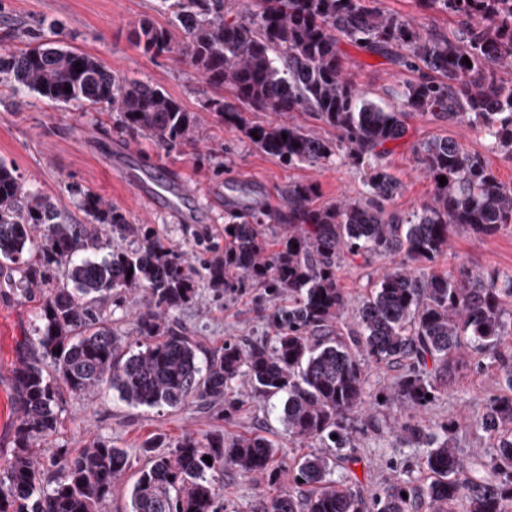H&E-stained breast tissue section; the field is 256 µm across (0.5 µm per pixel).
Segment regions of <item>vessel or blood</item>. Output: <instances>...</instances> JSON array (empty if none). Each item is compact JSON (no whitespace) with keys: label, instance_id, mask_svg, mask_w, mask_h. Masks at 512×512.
I'll list each match as a JSON object with an SVG mask.
<instances>
[{"label":"vessel or blood","instance_id":"1","mask_svg":"<svg viewBox=\"0 0 512 512\" xmlns=\"http://www.w3.org/2000/svg\"><path fill=\"white\" fill-rule=\"evenodd\" d=\"M123 174L135 196L153 206H160L178 216L183 222H191V215L184 209V201L190 192L187 182L170 175L159 178L149 174L140 165L133 151H126Z\"/></svg>","mask_w":512,"mask_h":512}]
</instances>
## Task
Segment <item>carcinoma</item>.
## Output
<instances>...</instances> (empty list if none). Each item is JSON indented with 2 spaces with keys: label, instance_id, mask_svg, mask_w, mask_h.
<instances>
[{
  "label": "carcinoma",
  "instance_id": "obj_1",
  "mask_svg": "<svg viewBox=\"0 0 512 512\" xmlns=\"http://www.w3.org/2000/svg\"><path fill=\"white\" fill-rule=\"evenodd\" d=\"M161 2L173 8L171 26L143 20L132 32L138 47L174 54L206 84L227 92L205 107L290 165L316 166L334 155L355 163L373 157L367 190L358 199L317 206L313 185L293 183L284 207L227 209L224 250L211 248L199 270L150 228L75 188L92 223L140 239L130 251L110 238L89 243L83 225L62 216L1 161L0 260L22 272L11 282L17 295L28 297L36 288L45 294L41 358L15 370L22 417L12 457L0 469V512H99L129 466L125 450L94 441L73 456L52 453L59 477L52 488L44 486L35 443L58 426L59 386L83 395L111 389L133 406L222 404L229 411L239 381L259 397L283 396L281 422L291 441L328 449L300 457L293 485L268 498L264 512H455L461 501L468 512H509L512 394L493 400L476 422L496 441L481 474L463 472L448 425L432 430L411 420L400 440L426 449L425 477L367 494L333 475L351 460L350 420L366 401L365 362L405 367L396 390L379 404L398 402L415 412L457 373L467 344L494 359L512 391V350L502 349L503 337L512 335L506 308L512 278L501 282L464 265L453 273L429 267L448 248L453 225L484 237L511 225L512 185L500 182L481 155L450 137L435 139L414 146L431 179V199L418 211L401 212L389 208L401 183L382 163L386 145L407 136V118L414 115L466 122L512 160V83L504 77L512 71V0H418L426 10L460 19L462 27L448 34L423 32L384 11L380 0H257L256 9L235 15L227 0ZM342 43L420 73L404 84L398 109L380 107L345 75ZM3 81L54 104L112 110L122 127L161 147L195 141L198 116L164 89L43 34L32 36L25 50L0 48ZM253 112L280 119L254 122ZM292 112L313 116L336 138L287 120ZM442 177L447 183L441 186ZM40 226L44 234L37 238ZM91 245L107 255L99 261L82 256ZM347 256L380 257L391 265L355 309L346 341L335 324L346 311L337 272ZM198 278L217 298L257 290V302L274 304L268 320L275 335L202 348L171 317L194 299ZM127 293L146 297L133 327L134 348L101 320L104 307ZM158 447L157 439L143 446L146 463L130 512H223L224 470L271 482L277 477L276 448L258 432L186 436L167 452H155Z\"/></svg>",
  "mask_w": 512,
  "mask_h": 512
}]
</instances>
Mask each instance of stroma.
Instances as JSON below:
<instances>
[{
  "mask_svg": "<svg viewBox=\"0 0 512 512\" xmlns=\"http://www.w3.org/2000/svg\"><path fill=\"white\" fill-rule=\"evenodd\" d=\"M168 24L171 15L159 11L157 0H0V39L13 36L15 48L28 44L26 31L55 25L58 45L75 48L99 58L122 75L162 87L188 111L199 113L200 124L193 145L175 149L159 147L151 138L117 128L110 113L87 107H58L31 94L18 111L6 108L12 90L0 84V161L12 165L22 180L53 201L80 223L92 238H104L102 226L89 223L79 200L69 188L79 184L100 195L126 213L134 224H146L156 235L181 252L187 260L201 257L205 245L224 243V199L249 198L272 206L282 204L289 184H317V205L359 196L364 190V166L349 161L323 165H291L255 148L244 132L225 126L205 109L212 91L192 67L173 55L153 56L138 48L131 33L143 19ZM345 72L370 99L384 108L397 106L404 82L413 73L398 70L385 59L371 56L345 44L341 47ZM405 139L391 143L383 162L403 183L392 208L412 212L429 201L432 184L420 170L413 147L450 137L465 148L482 154L492 172L512 184V160L493 152L486 140L468 124H447L425 116L409 119ZM130 147L153 163L154 174H174L194 192L185 206L196 221L181 224L165 209L136 199L126 185L120 165L113 158ZM386 262L377 258L344 262L338 278L350 306H357L375 283ZM467 266L505 278L512 276V226L492 237H481L469 228L454 227L448 248L433 265L434 271H452ZM43 291L19 298L0 282V466L11 458L14 433L19 422L15 400V374L24 356L37 352V328L41 323ZM176 319L206 349L223 346L229 339L260 338L270 331L258 310L252 292L214 300L208 288H199L195 299L175 313ZM463 369L448 382L436 399L420 414L427 426L453 424L452 442L468 469L478 468L493 451L494 441L475 426L490 399L501 392L498 371L490 356L474 349L461 355ZM369 395L358 415L349 470L355 471L362 489H378L396 479L420 475L423 451L398 448L394 442L410 411L395 403L381 406L377 396L393 392L404 370L399 366L367 368ZM237 407L204 410L196 405L177 408H133L106 396L59 393V425L50 437L38 440L41 448L76 453L94 440L104 439L124 449L130 465L115 483L100 512H128V491L145 458L144 443L162 438L171 447L183 436L211 433L238 435L258 432L274 441L276 463L281 471L276 485L265 476L224 472V512H263L268 496L291 483L288 471L306 447L292 443L278 419L277 399L253 395L239 386Z\"/></svg>",
  "mask_w": 512,
  "mask_h": 512,
  "instance_id": "obj_1",
  "label": "stroma"
}]
</instances>
